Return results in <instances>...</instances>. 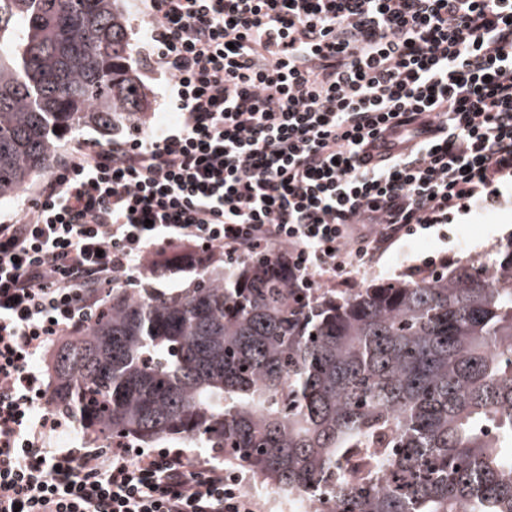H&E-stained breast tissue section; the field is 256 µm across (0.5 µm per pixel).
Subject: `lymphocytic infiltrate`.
<instances>
[{
	"label": "lymphocytic infiltrate",
	"instance_id": "lymphocytic-infiltrate-1",
	"mask_svg": "<svg viewBox=\"0 0 512 512\" xmlns=\"http://www.w3.org/2000/svg\"><path fill=\"white\" fill-rule=\"evenodd\" d=\"M174 125L76 141L0 224V512H256L181 451L47 447L34 362L101 288L255 251L296 286L512 205V0H143Z\"/></svg>",
	"mask_w": 512,
	"mask_h": 512
}]
</instances>
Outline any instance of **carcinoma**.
<instances>
[{
    "mask_svg": "<svg viewBox=\"0 0 512 512\" xmlns=\"http://www.w3.org/2000/svg\"><path fill=\"white\" fill-rule=\"evenodd\" d=\"M122 0H0V199L146 112ZM90 439L212 448L316 512H512V244L336 297L261 251L109 291L53 358Z\"/></svg>",
    "mask_w": 512,
    "mask_h": 512,
    "instance_id": "cac0c4a2",
    "label": "carcinoma"
}]
</instances>
